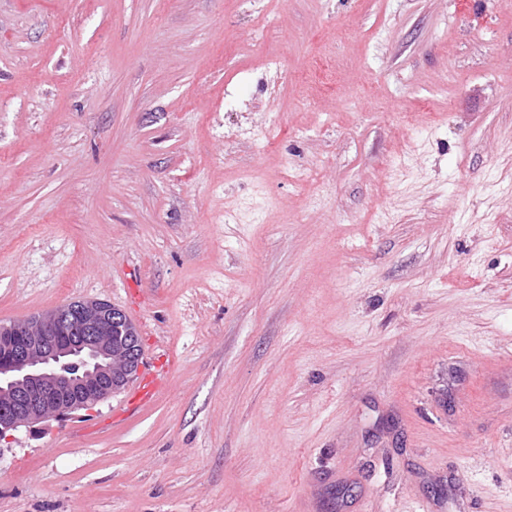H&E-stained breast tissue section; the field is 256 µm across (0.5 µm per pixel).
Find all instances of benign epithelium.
Segmentation results:
<instances>
[{
  "instance_id": "obj_1",
  "label": "benign epithelium",
  "mask_w": 512,
  "mask_h": 512,
  "mask_svg": "<svg viewBox=\"0 0 512 512\" xmlns=\"http://www.w3.org/2000/svg\"><path fill=\"white\" fill-rule=\"evenodd\" d=\"M127 324L123 310L101 300L1 323L0 441L124 389L140 365L139 337L112 335Z\"/></svg>"
}]
</instances>
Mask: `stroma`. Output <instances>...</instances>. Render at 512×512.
<instances>
[{"mask_svg":"<svg viewBox=\"0 0 512 512\" xmlns=\"http://www.w3.org/2000/svg\"><path fill=\"white\" fill-rule=\"evenodd\" d=\"M78 300L170 389L0 512H512V0H0V322Z\"/></svg>","mask_w":512,"mask_h":512,"instance_id":"obj_1","label":"stroma"}]
</instances>
